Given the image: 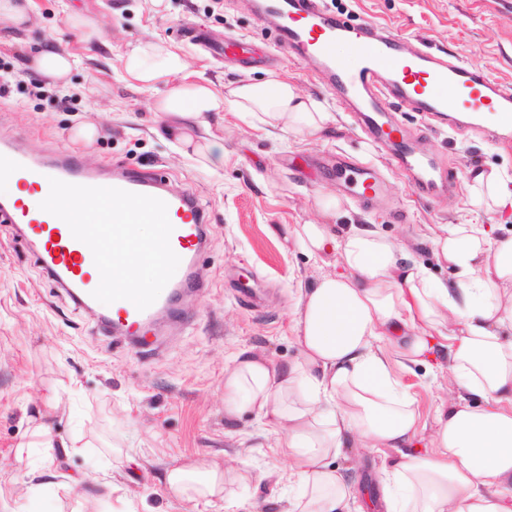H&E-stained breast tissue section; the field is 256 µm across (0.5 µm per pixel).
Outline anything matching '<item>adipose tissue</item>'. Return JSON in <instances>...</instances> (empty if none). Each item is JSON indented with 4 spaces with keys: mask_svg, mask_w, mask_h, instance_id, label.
<instances>
[{
    "mask_svg": "<svg viewBox=\"0 0 512 512\" xmlns=\"http://www.w3.org/2000/svg\"><path fill=\"white\" fill-rule=\"evenodd\" d=\"M125 80L162 88L155 113L170 135L191 144L201 133L212 164L224 146L211 119L224 107L267 133L321 138L330 113L277 77L227 90L188 74L184 56L150 40L127 44ZM478 206L512 213V177L492 169L469 174ZM286 235L313 258L334 251L340 269L301 289L293 332L299 354L284 365L250 351L224 369V415L252 413L281 441L296 489L288 512H363L353 483L331 464L343 448L384 454L379 481L385 512H512V232L500 224H440L430 239L448 276L411 259L399 239L369 226L308 222ZM393 340L394 353L380 345ZM448 358L449 395L435 412L424 453H411L418 431L415 400L397 371ZM397 449L396 457L386 449ZM229 475L219 466L169 467L168 494L206 505L222 498Z\"/></svg>",
    "mask_w": 512,
    "mask_h": 512,
    "instance_id": "obj_1",
    "label": "adipose tissue"
}]
</instances>
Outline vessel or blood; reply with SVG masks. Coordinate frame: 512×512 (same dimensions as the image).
<instances>
[{
    "label": "vessel or blood",
    "mask_w": 512,
    "mask_h": 512,
    "mask_svg": "<svg viewBox=\"0 0 512 512\" xmlns=\"http://www.w3.org/2000/svg\"><path fill=\"white\" fill-rule=\"evenodd\" d=\"M255 8L273 34L275 46L297 59L317 63V76L335 90L345 109L358 114L371 142L390 148L392 162L417 190L444 189L450 187L451 180L436 174L433 163L417 152L410 133L389 115V101L440 118L451 110L475 118L495 112L503 127L512 126L511 82L498 81L454 56L410 47L403 37L385 28L349 23L322 0H257ZM341 45L354 51L353 59L339 57ZM334 167L337 176L364 202L375 205L384 199V181L374 167L343 156L336 158ZM54 178L164 201L173 227L170 247L180 259L169 281L173 287L181 285L197 266L208 222L204 208L193 193L175 196L165 192L157 175L129 168L103 175L85 170L73 156L34 159L13 140L0 139V219L24 228L26 236L36 241L35 256L41 269L78 307L96 310L105 331L130 345H140L142 326L153 313L163 311L167 295H159L143 310L126 299L104 304L94 298L100 277L91 249L73 237L66 222L9 190L14 184L31 192H46Z\"/></svg>",
    "instance_id": "vessel-or-blood-1"
}]
</instances>
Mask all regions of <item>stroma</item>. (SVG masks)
<instances>
[{"instance_id":"obj_1","label":"stroma","mask_w":512,"mask_h":512,"mask_svg":"<svg viewBox=\"0 0 512 512\" xmlns=\"http://www.w3.org/2000/svg\"><path fill=\"white\" fill-rule=\"evenodd\" d=\"M154 12L148 0H32L21 28H0V64L25 71L31 53L54 44L77 60L61 104L57 85L27 87L0 98V136L45 157L75 156L88 170L115 166L163 177L168 191H193L211 215L198 269L204 284L183 306L184 322L148 331L157 353L131 349L107 334L76 306L38 266L31 244L13 227L0 224V512H192L170 498L168 467L193 459L243 472L244 483L229 487L211 512H244L259 501L263 512H284L288 500L287 461L276 439L253 417L224 416V368L231 356L249 350L276 364L298 354L293 308L301 284L335 271L336 257L314 261L284 224L320 221L315 200L324 193L341 200L339 223L366 224L400 239L412 259L440 278L427 237L439 224H495L496 213L473 206L467 174L497 167L512 174V148L480 130L429 125L422 113L394 109L416 138L421 153L450 171L453 187L438 196H417L391 169L384 149L372 144L353 113L305 64L280 52L274 67L224 63L230 39L262 49L270 41L254 0H166ZM329 10L351 22H368L429 45L512 82V0H325ZM89 19L99 30L86 39L67 23L69 15ZM153 38L181 48L193 71L232 86L269 75L292 83L332 112L326 139L295 132L272 138L236 113L212 123L222 138L224 165L214 168L175 138L158 135L150 93L134 89L116 74L117 56L130 42ZM99 125L101 138L79 147L73 129ZM380 167L390 194L406 214L363 206L332 173L336 155ZM255 291L253 305L241 303L237 285ZM400 377L420 413L416 447L425 450L434 411L448 396L447 362L409 365ZM47 424L55 440L81 437L86 448L71 455L45 450L35 428ZM335 465L354 481L362 502L380 495L379 460L347 448ZM111 483V499L102 496Z\"/></svg>"}]
</instances>
